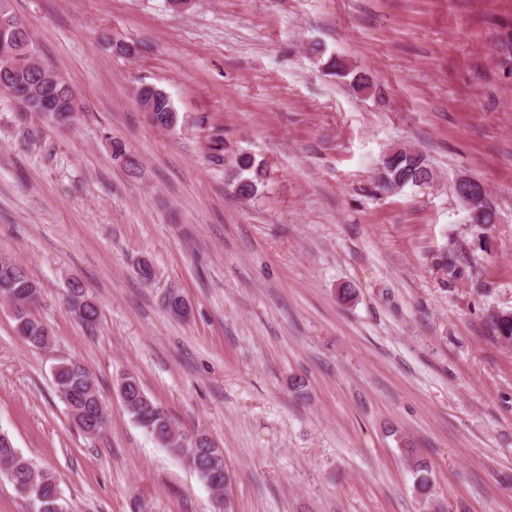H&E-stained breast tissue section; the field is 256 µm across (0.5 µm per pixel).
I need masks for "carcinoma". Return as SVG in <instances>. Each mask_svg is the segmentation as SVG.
<instances>
[{
    "instance_id": "1",
    "label": "carcinoma",
    "mask_w": 512,
    "mask_h": 512,
    "mask_svg": "<svg viewBox=\"0 0 512 512\" xmlns=\"http://www.w3.org/2000/svg\"><path fill=\"white\" fill-rule=\"evenodd\" d=\"M327 69L331 74L346 78L351 71L337 57H330ZM55 81L42 86L45 102L52 105L50 117L58 124H68L76 112V99L71 86L58 73ZM353 76V75H351ZM360 87H366L360 75L353 76ZM142 109L151 121L168 128L178 121L171 99L161 89L145 85L138 92ZM112 156L120 158L135 175L139 163L127 153L118 140L109 142ZM232 174L235 175L236 191L243 198H252L258 193L262 182L261 169L248 155L235 158ZM433 179L432 169L424 155L408 148H398L382 159L378 168L376 188L381 194H391L406 187L420 188ZM41 287L16 259L0 254V300L12 308L14 329L29 346L46 350L53 336L48 326L33 312L39 301ZM66 303L70 312L88 331L97 328L100 311L97 303L82 284L76 280L68 284ZM491 321L499 338L512 343V311H499L491 315ZM59 400L64 404L75 426L88 438H98L108 422L107 409L100 398L98 381L92 371L75 359H61L51 368ZM126 382L125 390L119 391L126 412L153 441L184 466L192 470L203 483L210 479L211 465H224V453L205 433L197 432L188 437L176 434V429L167 411L153 401L144 391L139 377L127 372L120 377ZM408 460L417 480L419 491H425L430 482L427 462L414 456L407 449ZM0 480H6L16 493L25 499L31 512H71L69 503L63 497L53 474L23 456L13 445L10 437L0 432Z\"/></svg>"
}]
</instances>
